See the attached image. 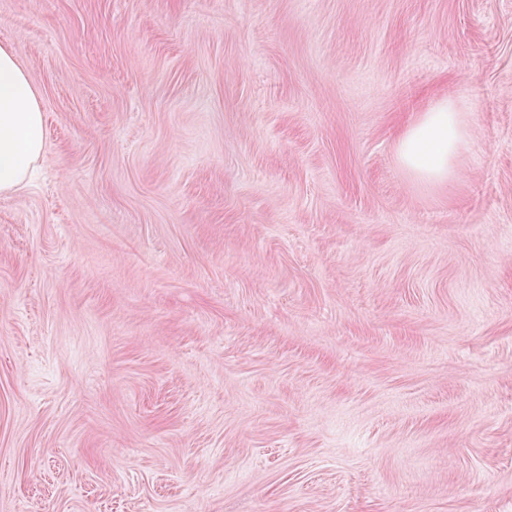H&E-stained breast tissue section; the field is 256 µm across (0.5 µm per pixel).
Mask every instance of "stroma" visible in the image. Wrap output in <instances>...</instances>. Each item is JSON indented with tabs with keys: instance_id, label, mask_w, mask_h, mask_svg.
<instances>
[{
	"instance_id": "stroma-1",
	"label": "stroma",
	"mask_w": 512,
	"mask_h": 512,
	"mask_svg": "<svg viewBox=\"0 0 512 512\" xmlns=\"http://www.w3.org/2000/svg\"><path fill=\"white\" fill-rule=\"evenodd\" d=\"M5 43L0 512H512V0H0ZM44 143L40 93L15 48L0 45V193L27 181ZM465 112L450 99L437 101L423 112L399 141L398 158L403 169L424 183L452 179L469 139L470 122Z\"/></svg>"
}]
</instances>
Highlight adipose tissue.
<instances>
[{"mask_svg":"<svg viewBox=\"0 0 512 512\" xmlns=\"http://www.w3.org/2000/svg\"><path fill=\"white\" fill-rule=\"evenodd\" d=\"M470 122L456 101L443 99L423 112L398 144L403 169L416 180L437 184L452 179L468 139ZM44 143L40 93L15 48L0 45V193L27 181Z\"/></svg>","mask_w":512,"mask_h":512,"instance_id":"obj_1","label":"adipose tissue"}]
</instances>
